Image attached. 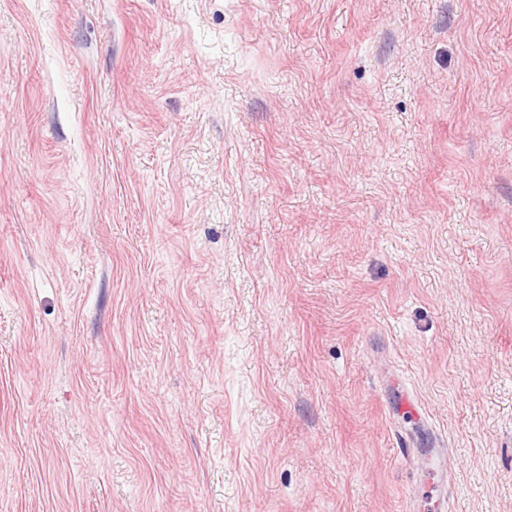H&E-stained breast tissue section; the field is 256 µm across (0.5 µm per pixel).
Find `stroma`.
<instances>
[{"instance_id": "1", "label": "stroma", "mask_w": 512, "mask_h": 512, "mask_svg": "<svg viewBox=\"0 0 512 512\" xmlns=\"http://www.w3.org/2000/svg\"><path fill=\"white\" fill-rule=\"evenodd\" d=\"M441 442L512 512V0H0V512H410Z\"/></svg>"}]
</instances>
